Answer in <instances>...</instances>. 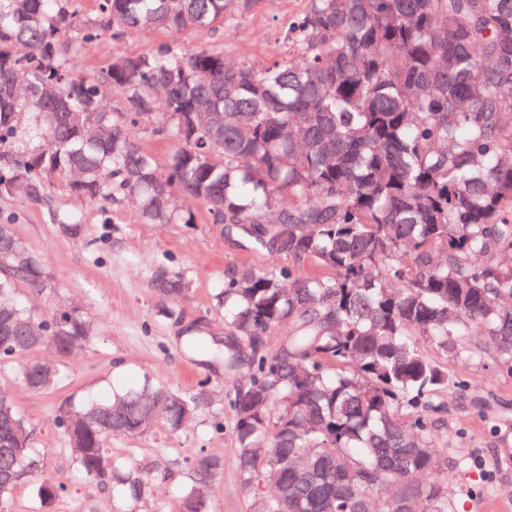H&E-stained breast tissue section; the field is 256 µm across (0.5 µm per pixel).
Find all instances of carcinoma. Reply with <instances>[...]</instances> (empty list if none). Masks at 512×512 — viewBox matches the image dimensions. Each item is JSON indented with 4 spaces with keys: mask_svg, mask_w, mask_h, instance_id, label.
Segmentation results:
<instances>
[{
    "mask_svg": "<svg viewBox=\"0 0 512 512\" xmlns=\"http://www.w3.org/2000/svg\"><path fill=\"white\" fill-rule=\"evenodd\" d=\"M257 0H0V196L47 200L52 177L95 203L130 194L144 224L193 221L201 204L233 244L287 264H242L224 281L238 347L224 371L248 379L232 398L240 476L261 484L250 512H457L437 470L468 466L427 417L464 381L421 340L468 360L495 345L512 376V0H311L289 24L291 59L228 64L208 47L167 42L119 54L100 78L73 75L67 54L108 33L214 30L228 2ZM118 88L121 107L106 110ZM65 104L59 105V99ZM180 147L168 176L136 134ZM0 362L43 391L57 367L22 362L33 335L65 345L94 336L75 310L38 319L14 300L42 291L39 256L0 224ZM160 294L183 281L160 275ZM286 324L273 354L263 335ZM146 378L104 401L61 405L56 426L86 475L132 503L149 473L117 466L115 432L210 405ZM0 501L40 467L33 429L0 395ZM221 460L200 455L180 512H208Z\"/></svg>",
    "mask_w": 512,
    "mask_h": 512,
    "instance_id": "cac0c4a2",
    "label": "carcinoma"
}]
</instances>
